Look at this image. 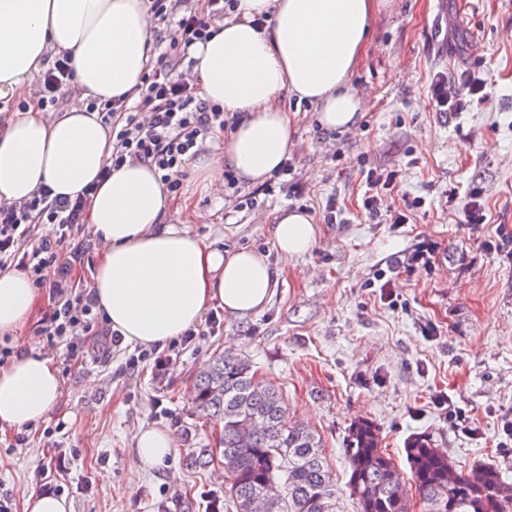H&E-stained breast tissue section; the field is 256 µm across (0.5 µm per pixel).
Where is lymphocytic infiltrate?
Instances as JSON below:
<instances>
[{"mask_svg":"<svg viewBox=\"0 0 512 512\" xmlns=\"http://www.w3.org/2000/svg\"><path fill=\"white\" fill-rule=\"evenodd\" d=\"M155 15L174 19L169 32L173 56L161 58L142 76L135 102L107 99L90 102L102 123L112 127L113 167L127 161H139L160 172L169 193H178L180 175L190 160L202 149L207 137L233 128L218 105L199 98L193 83L179 67L196 43L207 42L214 34L213 19L234 8V0H207L206 13L182 11L183 0H150ZM74 88V71L67 57L57 58L39 76L36 83L38 103L48 111L66 102ZM484 89L483 83L467 72L436 73L431 82V107L436 112H460L468 97ZM396 180L395 171H369L368 190L362 208L370 218L388 215L391 223H408V216L390 210L386 201ZM96 191L88 184L84 191L70 198L41 188L22 203L0 204V270L20 268L27 271L37 287L48 290L51 307L39 332L47 342L63 345L67 352L91 346H120L121 333L104 325L90 290L76 281L74 273L84 266L93 240L85 232L86 203ZM43 232L35 244L27 238L33 227ZM54 268L57 278L46 281L44 272Z\"/></svg>","mask_w":512,"mask_h":512,"instance_id":"1","label":"lymphocytic infiltrate"}]
</instances>
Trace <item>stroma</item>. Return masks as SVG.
<instances>
[{
	"instance_id": "1",
	"label": "stroma",
	"mask_w": 512,
	"mask_h": 512,
	"mask_svg": "<svg viewBox=\"0 0 512 512\" xmlns=\"http://www.w3.org/2000/svg\"><path fill=\"white\" fill-rule=\"evenodd\" d=\"M452 69L469 71L485 89L448 118L432 110L429 85L434 72ZM351 83L361 119L349 130H322L313 105L288 101L294 171L276 179L258 207L241 206L251 185L216 194L193 169L184 173L179 197L201 215L190 232L260 251L276 271L261 310L242 318L216 310L218 328L201 323L192 344L172 350L161 378L154 354L138 345L92 348L70 361L64 347L41 344L62 394L48 418L26 428V444L0 441V487L16 512L57 452L70 460L62 484L71 512H210L226 501L223 464L195 462L219 434L192 393L201 368L228 347L280 387L290 415L320 435L336 512H356L345 448L361 419L377 426L402 475L410 473L404 448L420 435L457 467L494 462L512 482V447L498 437L512 417V258L487 247L498 228L512 232V0H381ZM371 169L397 171L392 204L410 211V223L362 212ZM453 186L460 196L452 202ZM472 188L490 223H466ZM331 202L342 223H324ZM285 209L307 210L318 230L311 252L288 262L271 233ZM425 243L437 247L433 267L392 269ZM440 394L480 436L452 426L434 402ZM147 427L171 432L177 450L169 468L132 485L136 433Z\"/></svg>"
}]
</instances>
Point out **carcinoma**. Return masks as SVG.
<instances>
[{
    "mask_svg": "<svg viewBox=\"0 0 512 512\" xmlns=\"http://www.w3.org/2000/svg\"><path fill=\"white\" fill-rule=\"evenodd\" d=\"M195 404L221 426L228 502L235 512H247V503L270 481L283 488L275 512H323L322 505L333 501L335 483L320 438L288 417L281 390L257 377L247 359L232 353L214 358L196 378ZM405 454L423 512H512V484L497 465L459 470L423 436L411 439ZM346 457L347 485L358 512H413L373 422L351 426ZM476 470L478 480L472 479Z\"/></svg>",
    "mask_w": 512,
    "mask_h": 512,
    "instance_id": "1",
    "label": "carcinoma"
}]
</instances>
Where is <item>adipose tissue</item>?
Here are the masks:
<instances>
[{"label": "adipose tissue", "instance_id": "adipose-tissue-1", "mask_svg": "<svg viewBox=\"0 0 512 512\" xmlns=\"http://www.w3.org/2000/svg\"><path fill=\"white\" fill-rule=\"evenodd\" d=\"M378 9L377 0H238L211 39L192 47L204 98L239 117L213 153L193 162L205 186L220 188L228 168L249 185L278 170L295 133L284 98L314 105L325 130L357 125L360 101L350 77ZM263 14L271 22L256 29ZM50 54L71 57L82 98H136L153 54L143 0H0V99L28 88ZM111 155L97 113L72 107L49 120L29 103L0 135V203L28 199L42 185L73 197L99 181L86 207L102 245L90 290L126 343L161 345L199 325L210 309L243 317L265 305L276 286L265 254L224 249L171 223L173 200L143 163L127 162L99 180ZM272 237L280 256L292 260L312 249L317 230L307 212L284 210ZM35 304L25 272L0 270V334L20 328ZM37 346L30 341L0 367V433L43 421L61 395L59 372ZM174 452L171 433L140 429L130 483L167 466Z\"/></svg>", "mask_w": 512, "mask_h": 512}]
</instances>
